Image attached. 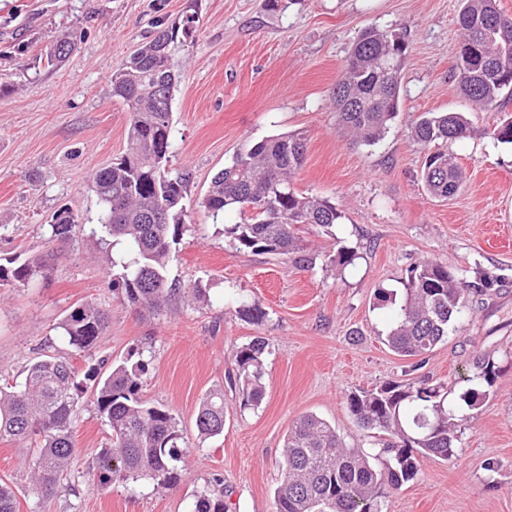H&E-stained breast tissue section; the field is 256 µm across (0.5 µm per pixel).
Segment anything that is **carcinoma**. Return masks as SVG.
Segmentation results:
<instances>
[{
	"instance_id": "obj_1",
	"label": "carcinoma",
	"mask_w": 512,
	"mask_h": 512,
	"mask_svg": "<svg viewBox=\"0 0 512 512\" xmlns=\"http://www.w3.org/2000/svg\"><path fill=\"white\" fill-rule=\"evenodd\" d=\"M461 44L471 45L482 63L459 56L457 90L476 110L488 111L503 93L512 94V16L497 0H459ZM196 16L167 27L143 44L112 75V96L130 112L128 149L112 165L91 178L101 206L99 230L127 246L131 258L112 276V292L135 308L162 311L182 293L195 302L207 299L195 285L181 290L168 285L165 270L174 246L182 239L189 174L167 170L174 147L172 100L178 82L173 57L178 37H191ZM74 48L69 37L56 38L47 61L64 62ZM406 52L404 38L392 30L367 28L355 42L336 85L333 100L339 125L353 141L373 145L390 129L399 112V92ZM465 112H424L408 128L409 137L428 148L420 177L434 197L447 200L464 186V173L441 145L471 137ZM306 145L294 134L263 139L212 180L201 206L214 214L234 212L238 221L224 225V235L237 249L253 254L294 256L311 263L298 227L329 228L342 212L330 201L297 192L292 176L302 166ZM76 221L62 209L53 216L48 241L71 238ZM53 267L43 256L22 263L0 264V287H23L47 279ZM401 300L379 292L392 307V326L385 343L396 354L415 359L426 355L463 327L474 312L493 316L501 289L483 278L470 288L438 260H423L408 269ZM242 317L262 323L260 303L240 307ZM108 324V314L93 302L71 307L59 322L63 341L82 352L94 349ZM261 336L234 351L235 371L228 375L242 404L259 406L265 398V351ZM467 388L459 399L469 412L484 405L497 367L490 355L468 358ZM148 364L143 352L121 360L102 358L81 373L69 359L41 355L25 369L22 381L0 384V441L33 445L28 462L33 491L51 496L62 486L74 454L73 427L87 392L111 430V444L99 452L97 473L102 485L129 480L169 485L177 479L183 453V431L168 409L143 399L142 375ZM448 386L428 378L409 384L385 382L350 392L346 405L356 425L374 439L375 454L348 448L328 421L305 414L288 429L284 440L281 480L274 492L275 512H381L385 499L412 481L420 460L456 458L458 431L464 417L448 404ZM197 437L204 442L224 432V389L211 390L195 416ZM224 481L216 480L208 495L198 497L191 512H227ZM0 512H17L15 493L0 482Z\"/></svg>"
}]
</instances>
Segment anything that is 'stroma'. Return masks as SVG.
<instances>
[{"label": "stroma", "instance_id": "35a3bbf8", "mask_svg": "<svg viewBox=\"0 0 512 512\" xmlns=\"http://www.w3.org/2000/svg\"><path fill=\"white\" fill-rule=\"evenodd\" d=\"M192 9L195 31L174 55L170 158L171 169L191 179L185 232L166 277L184 288L201 284L209 299L176 297L151 313L112 293L110 258L123 248L92 235L99 207L88 179L127 145L129 112L112 95V74ZM458 9L459 0H0V263L45 253L57 210L77 221L50 279L0 288V373L20 377L48 347L81 371L97 358L140 350L149 363L143 398L169 409L185 437L173 485L98 488L93 467L110 430L84 400L71 471L57 493L33 492L27 446L0 443V479L12 486L18 512H188L219 478L229 512H273L283 442L296 417L315 414L347 446L369 448L347 409L349 392L424 373L458 391L475 350L491 354L500 372L482 409L463 421L457 458L424 460L382 512H512V331L485 337L491 324H512V145L492 134L499 118L512 115V99L474 113L456 91ZM370 27L401 33L407 51L399 114L381 141L365 146L338 125L331 92ZM63 33L75 49L48 65L46 51ZM20 44L26 52H17ZM466 111L475 135L448 145L466 186L441 201L420 180L425 151L406 129L423 112ZM284 133L306 143L296 191L328 198L345 214L323 234L299 227L312 258L303 270L282 256L237 250L224 236L233 216H213L200 204L239 152ZM342 246L358 257L341 271L332 258ZM426 258L448 263L466 283L481 275L503 280L508 293L491 321L474 315L417 372L385 345L391 309L377 294L401 291L408 267ZM253 300L267 313L259 325L238 312ZM85 301L110 316L90 355L64 344L57 329L65 310ZM256 336L267 342L266 396L245 408L227 376L236 347ZM217 387L224 432L201 444L195 414Z\"/></svg>", "mask_w": 512, "mask_h": 512}]
</instances>
